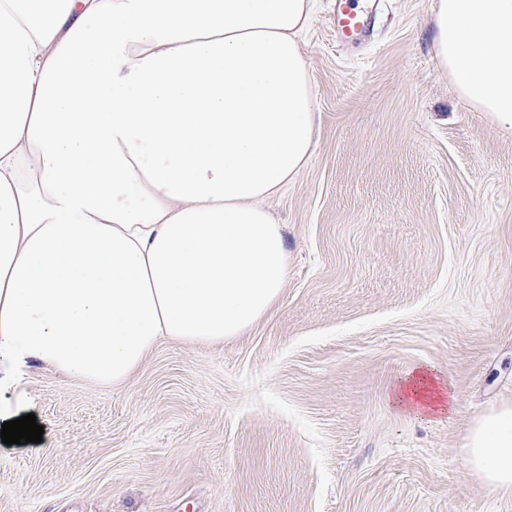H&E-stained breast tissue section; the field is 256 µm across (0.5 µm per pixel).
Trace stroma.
I'll return each mask as SVG.
<instances>
[{"label": "stroma", "mask_w": 512, "mask_h": 512, "mask_svg": "<svg viewBox=\"0 0 512 512\" xmlns=\"http://www.w3.org/2000/svg\"><path fill=\"white\" fill-rule=\"evenodd\" d=\"M435 6L380 0L342 48L319 0L316 149L270 202L280 303L118 388L30 369L4 399L43 440L0 443V512H512L462 450L512 401V133L438 69ZM425 367L451 395L432 415L392 399Z\"/></svg>", "instance_id": "obj_1"}]
</instances>
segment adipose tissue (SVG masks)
<instances>
[{"label": "adipose tissue", "instance_id": "adipose-tissue-1", "mask_svg": "<svg viewBox=\"0 0 512 512\" xmlns=\"http://www.w3.org/2000/svg\"><path fill=\"white\" fill-rule=\"evenodd\" d=\"M316 0H0V393L33 368L124 385L209 346L288 281L267 202L316 148ZM455 95L512 133V0H437ZM468 467L512 489V402Z\"/></svg>", "mask_w": 512, "mask_h": 512}]
</instances>
